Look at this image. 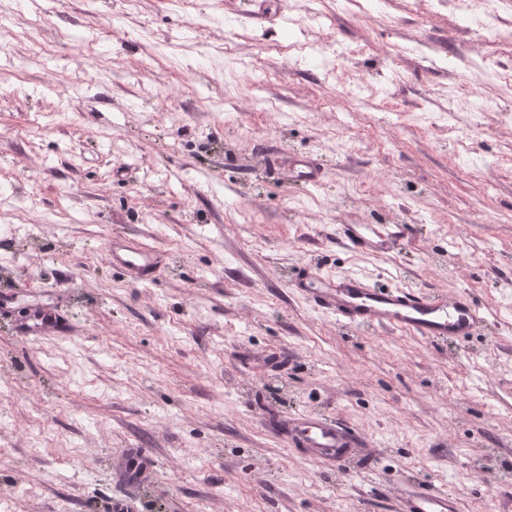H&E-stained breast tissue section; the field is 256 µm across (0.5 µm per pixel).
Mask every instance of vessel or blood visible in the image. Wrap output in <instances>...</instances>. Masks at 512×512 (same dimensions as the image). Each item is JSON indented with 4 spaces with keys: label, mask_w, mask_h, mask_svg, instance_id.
I'll list each match as a JSON object with an SVG mask.
<instances>
[{
    "label": "vessel or blood",
    "mask_w": 512,
    "mask_h": 512,
    "mask_svg": "<svg viewBox=\"0 0 512 512\" xmlns=\"http://www.w3.org/2000/svg\"><path fill=\"white\" fill-rule=\"evenodd\" d=\"M280 180L315 185L323 171L309 156H292L278 170ZM337 231L359 252L381 251L405 233L401 224H341ZM114 266L135 271L142 277L153 272L151 250L139 242L114 244ZM295 288L320 310L347 326H378L413 333L425 339L465 341L483 331L487 319L477 300L467 291L452 294L425 293L413 288H379L360 275L336 278L304 268ZM288 425L296 443L309 449L315 460L346 466L362 448L357 434L342 423L316 415L289 417ZM401 512H458L455 497L445 492L419 488L407 494Z\"/></svg>",
    "instance_id": "1"
}]
</instances>
